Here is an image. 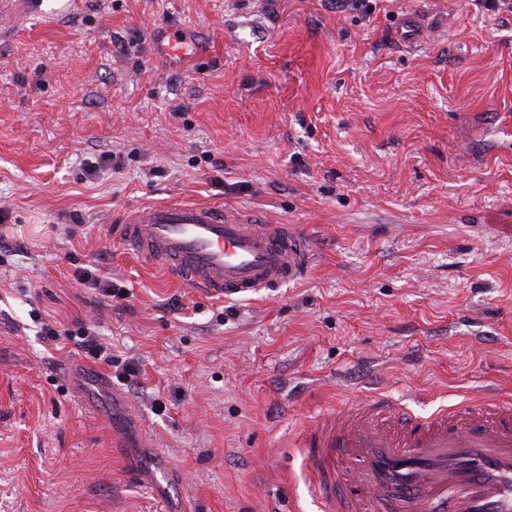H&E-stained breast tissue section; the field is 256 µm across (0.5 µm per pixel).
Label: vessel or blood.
<instances>
[{
  "instance_id": "b4317fda",
  "label": "vessel or blood",
  "mask_w": 512,
  "mask_h": 512,
  "mask_svg": "<svg viewBox=\"0 0 512 512\" xmlns=\"http://www.w3.org/2000/svg\"><path fill=\"white\" fill-rule=\"evenodd\" d=\"M118 237L206 296H244L307 270V236L267 217L169 201L126 209ZM319 512H512V398L416 415L372 393L304 430Z\"/></svg>"
}]
</instances>
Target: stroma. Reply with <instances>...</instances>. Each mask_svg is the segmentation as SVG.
<instances>
[{
  "label": "stroma",
  "instance_id": "35a3bbf8",
  "mask_svg": "<svg viewBox=\"0 0 512 512\" xmlns=\"http://www.w3.org/2000/svg\"><path fill=\"white\" fill-rule=\"evenodd\" d=\"M57 5L0 0V512H317L315 417L367 392L417 413L512 394V12ZM174 29L191 58L164 57ZM171 199L297 227L308 274L224 299L172 281L112 229ZM83 325L135 380L74 349ZM77 366L112 381L100 413ZM167 464L178 486L138 481Z\"/></svg>",
  "mask_w": 512,
  "mask_h": 512
}]
</instances>
